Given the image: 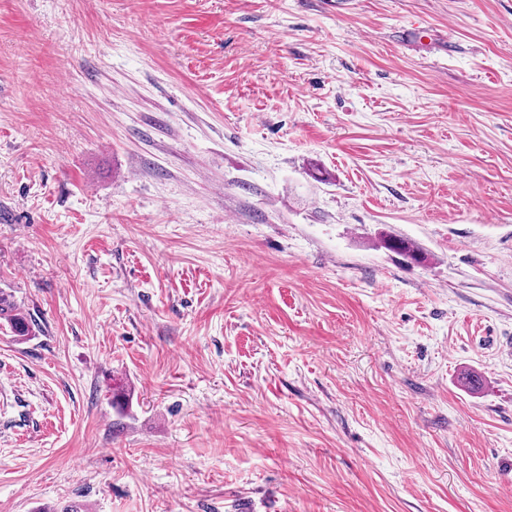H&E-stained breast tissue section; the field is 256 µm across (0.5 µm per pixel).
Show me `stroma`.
<instances>
[{"label":"stroma","instance_id":"1","mask_svg":"<svg viewBox=\"0 0 512 512\" xmlns=\"http://www.w3.org/2000/svg\"><path fill=\"white\" fill-rule=\"evenodd\" d=\"M0 296V512H512V0H0Z\"/></svg>","mask_w":512,"mask_h":512}]
</instances>
